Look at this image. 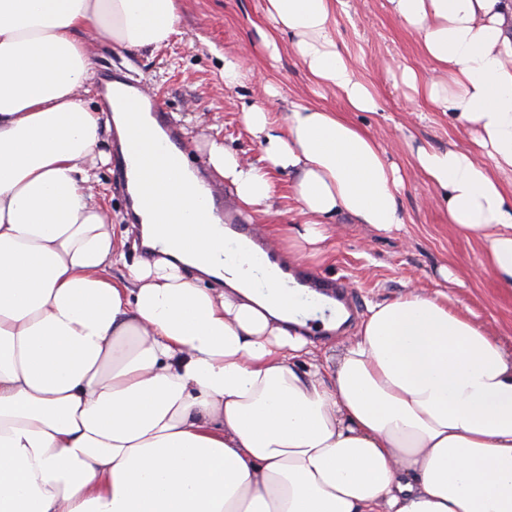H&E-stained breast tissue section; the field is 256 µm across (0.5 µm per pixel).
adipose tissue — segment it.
Returning <instances> with one entry per match:
<instances>
[{"instance_id":"ef3b65f1","label":"adipose tissue","mask_w":512,"mask_h":512,"mask_svg":"<svg viewBox=\"0 0 512 512\" xmlns=\"http://www.w3.org/2000/svg\"><path fill=\"white\" fill-rule=\"evenodd\" d=\"M387 2L430 64L403 84L474 127L490 159L420 146L416 165L510 291L512 0ZM264 13L270 53L288 35L317 86L379 110L336 43V0H265ZM179 22V0H0V512H512V351L447 294L372 303L336 356L320 354L290 327L276 276L256 295L225 257L223 224L198 206L211 188L185 160L152 161L132 186L163 257L126 266L89 161L150 117L132 119L119 82L109 112L87 107L88 40L150 54ZM263 93L242 110L263 166L217 141L206 164L258 216L274 175H293L304 221L280 248L319 259L340 213L404 224L380 144Z\"/></svg>"}]
</instances>
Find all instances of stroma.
Returning <instances> with one entry per match:
<instances>
[{"mask_svg":"<svg viewBox=\"0 0 512 512\" xmlns=\"http://www.w3.org/2000/svg\"><path fill=\"white\" fill-rule=\"evenodd\" d=\"M264 0H180L179 33L151 54L121 50L100 38L92 42L95 86L84 99L104 108L99 81L104 75L125 76L128 83L159 99L179 119L183 148L193 164L205 163L206 141L219 139L243 158L257 163L262 152L241 122L243 105L258 100L264 86L279 93L278 107L304 101L334 112L374 137L403 179L399 205L405 222L384 234L340 214L325 245V258L313 272L340 277L357 296L359 314L369 303L391 300L415 284L427 292L441 291L453 299L491 336L512 348V294L499 288L487 268L483 241L449 224L445 210L432 202L433 186L416 166L417 147L456 145L474 149L473 128L451 123L414 99L402 83L404 68L423 70L427 61L418 33L401 23L387 0H343L336 7V41L356 75L378 97L375 112H345L340 93L317 87L287 39H279V57L271 59L258 48L259 29H270L263 14ZM246 54L251 71L233 86L220 72L228 54ZM103 205L111 211L115 232L124 242L128 264L140 263L135 230L125 218L127 199L111 167L99 171ZM291 176L275 179L270 212L259 220L269 240L284 224L301 223Z\"/></svg>","mask_w":512,"mask_h":512,"instance_id":"stroma-1","label":"stroma"}]
</instances>
